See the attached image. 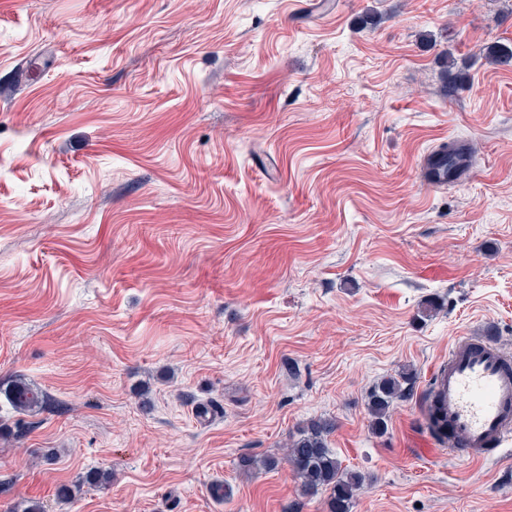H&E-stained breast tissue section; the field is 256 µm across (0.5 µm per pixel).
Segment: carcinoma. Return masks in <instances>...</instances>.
<instances>
[{"mask_svg":"<svg viewBox=\"0 0 512 512\" xmlns=\"http://www.w3.org/2000/svg\"><path fill=\"white\" fill-rule=\"evenodd\" d=\"M486 58L497 64L512 62V44L493 43L485 47ZM432 161L447 178L456 175L462 166L457 148L448 144L434 152ZM409 376L402 373L377 383L369 395L368 411L372 418V429L382 432L394 403L405 397L403 384ZM7 399L13 409L22 414L33 413L48 405L47 397L41 390L19 376L7 390ZM336 429V421L319 418L310 421L290 435L286 444V460L300 479L301 491L315 495L321 490L329 492V512H351L357 492L364 477L342 466L336 452L328 448L327 439Z\"/></svg>","mask_w":512,"mask_h":512,"instance_id":"obj_1","label":"carcinoma"}]
</instances>
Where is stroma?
<instances>
[{
  "label": "stroma",
  "instance_id": "1",
  "mask_svg": "<svg viewBox=\"0 0 512 512\" xmlns=\"http://www.w3.org/2000/svg\"><path fill=\"white\" fill-rule=\"evenodd\" d=\"M497 41L512 0H0V382L50 399L0 395V512H328L283 460L319 417L352 512H512V465L425 447L421 415L456 337L512 356ZM450 141L471 168L425 185ZM409 374L402 372L399 377H388L377 383L369 395L368 411L372 418V429L383 432L394 403L405 397L403 384L409 380ZM13 409L22 414L33 413L47 407L48 399L41 390L19 376L13 380L6 392Z\"/></svg>",
  "mask_w": 512,
  "mask_h": 512
}]
</instances>
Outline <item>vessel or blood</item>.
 <instances>
[{"label": "vessel or blood", "instance_id": "obj_1", "mask_svg": "<svg viewBox=\"0 0 512 512\" xmlns=\"http://www.w3.org/2000/svg\"><path fill=\"white\" fill-rule=\"evenodd\" d=\"M448 449L472 462L512 456V358L491 340L457 338L433 372L428 401Z\"/></svg>", "mask_w": 512, "mask_h": 512}]
</instances>
